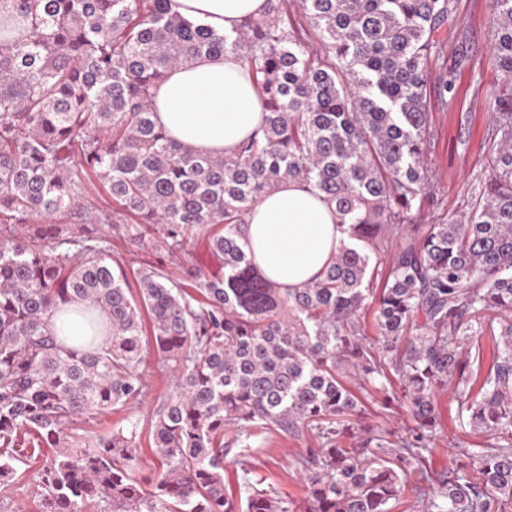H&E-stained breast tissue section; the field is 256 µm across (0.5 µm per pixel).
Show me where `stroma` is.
Returning a JSON list of instances; mask_svg holds the SVG:
<instances>
[{"label":"stroma","instance_id":"stroma-1","mask_svg":"<svg viewBox=\"0 0 512 512\" xmlns=\"http://www.w3.org/2000/svg\"><path fill=\"white\" fill-rule=\"evenodd\" d=\"M493 0H457L456 20L435 33L438 44L429 61L427 95L429 122L436 131L429 156L433 172L429 200L424 203L423 221L437 215L466 212L472 200L476 178L486 176L492 157L490 140L489 97L501 86V76L491 53L495 38L492 25ZM452 80L451 92L438 94L444 80ZM86 198L108 214L99 230L112 242V256L125 269H136L156 261L150 246L133 247L122 238L126 219L114 213L111 200L100 185L88 186ZM141 369L149 387L141 399L129 402L124 408L88 416L79 420L74 432L80 437H103L113 429L129 422L144 419L148 411L169 394L168 379L158 369L155 353H147ZM397 378H390L385 390H370L365 396V425L383 428L396 435L406 434L414 421L403 404L383 408L386 391L398 389ZM458 405L452 393L440 395L438 411L441 424L431 445L434 469L444 470L454 465L461 445L470 438L461 426ZM312 433L296 436L278 432H254L247 439L244 455L254 477L263 478L279 494L292 502L296 512H303L305 487L298 461L316 448ZM40 462L19 465L13 480L0 485V512H40L37 494Z\"/></svg>","mask_w":512,"mask_h":512}]
</instances>
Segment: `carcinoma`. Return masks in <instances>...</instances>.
Listing matches in <instances>:
<instances>
[{"instance_id":"cac0c4a2","label":"carcinoma","mask_w":512,"mask_h":512,"mask_svg":"<svg viewBox=\"0 0 512 512\" xmlns=\"http://www.w3.org/2000/svg\"><path fill=\"white\" fill-rule=\"evenodd\" d=\"M268 3L265 18L216 35L171 0H0V481L42 457V512H293L244 460L236 500L224 454L253 428L309 430L306 512H390L411 476L417 512H508L512 0H494L496 156L470 212L435 224L418 223L431 179L426 60L454 0H304L316 53L284 25V0ZM227 51L263 97L261 137L229 157L187 152L156 123L152 90ZM285 179L335 202L349 237L303 288L263 277L241 245L245 215ZM96 180L133 217L124 237L162 259L131 274L113 262L105 213L85 203ZM190 234L223 273L184 268ZM372 304L375 343L361 321ZM56 314L67 326L50 327ZM488 333L499 343L476 389ZM147 340L168 397L128 429L77 437L80 417L143 396ZM388 370L415 422L395 441L361 424L351 389ZM448 389L483 442L438 472L426 455ZM141 423L161 457L151 480L136 478Z\"/></svg>"}]
</instances>
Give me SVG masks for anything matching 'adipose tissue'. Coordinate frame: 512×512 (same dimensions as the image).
<instances>
[{
	"mask_svg": "<svg viewBox=\"0 0 512 512\" xmlns=\"http://www.w3.org/2000/svg\"><path fill=\"white\" fill-rule=\"evenodd\" d=\"M267 8L268 0H172L174 12L220 35L263 18ZM152 103L156 120L175 141L214 157L232 155L263 123L254 77L233 53L171 69L153 89ZM346 239L335 204L296 181L263 194L245 218L248 256L283 288L317 279Z\"/></svg>",
	"mask_w": 512,
	"mask_h": 512,
	"instance_id": "adipose-tissue-1",
	"label": "adipose tissue"
}]
</instances>
